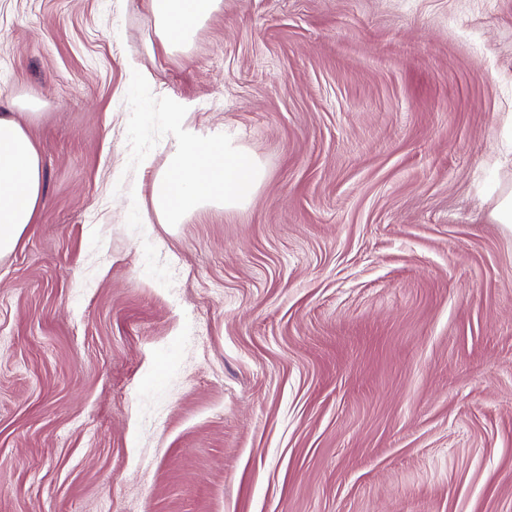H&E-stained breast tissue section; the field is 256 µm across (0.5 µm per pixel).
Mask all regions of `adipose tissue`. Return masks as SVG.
Listing matches in <instances>:
<instances>
[{"mask_svg":"<svg viewBox=\"0 0 512 512\" xmlns=\"http://www.w3.org/2000/svg\"><path fill=\"white\" fill-rule=\"evenodd\" d=\"M222 0H147L162 47L188 48L196 30ZM42 199V169L35 145L12 113H0V256L12 252Z\"/></svg>","mask_w":512,"mask_h":512,"instance_id":"1","label":"adipose tissue"}]
</instances>
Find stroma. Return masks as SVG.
<instances>
[{
	"instance_id": "stroma-1",
	"label": "stroma",
	"mask_w": 512,
	"mask_h": 512,
	"mask_svg": "<svg viewBox=\"0 0 512 512\" xmlns=\"http://www.w3.org/2000/svg\"><path fill=\"white\" fill-rule=\"evenodd\" d=\"M266 175L161 223L133 71ZM42 204L0 258V512H512V0H0ZM222 0H147L153 25L166 51L184 50Z\"/></svg>"
}]
</instances>
